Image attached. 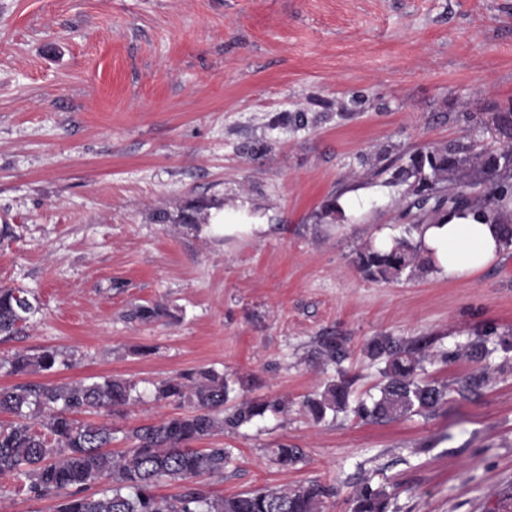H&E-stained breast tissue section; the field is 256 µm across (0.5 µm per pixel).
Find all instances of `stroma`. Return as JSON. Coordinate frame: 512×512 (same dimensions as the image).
I'll return each mask as SVG.
<instances>
[{
	"label": "stroma",
	"mask_w": 512,
	"mask_h": 512,
	"mask_svg": "<svg viewBox=\"0 0 512 512\" xmlns=\"http://www.w3.org/2000/svg\"><path fill=\"white\" fill-rule=\"evenodd\" d=\"M512 113V0H0V286L41 305L0 356L72 355L50 382L137 381L120 430L176 408L151 384L213 367L236 399L282 398L221 436L235 457L207 482L231 496L318 480L325 512H352L356 484L393 488L389 512H512V371L480 397L462 359L424 361L447 386L432 413L316 425L304 396L336 378L311 360L344 337L354 391H372L374 336L442 350L512 332V248L469 279H366L354 258L401 234L393 169L424 147L493 145ZM190 200L196 226L159 224ZM271 224L224 237L212 222ZM160 303L171 318H125ZM304 449L293 469L269 447ZM0 476V512H55Z\"/></svg>",
	"instance_id": "stroma-1"
}]
</instances>
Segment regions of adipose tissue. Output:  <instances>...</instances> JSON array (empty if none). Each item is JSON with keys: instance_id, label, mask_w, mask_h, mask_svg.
<instances>
[{"instance_id": "obj_1", "label": "adipose tissue", "mask_w": 512, "mask_h": 512, "mask_svg": "<svg viewBox=\"0 0 512 512\" xmlns=\"http://www.w3.org/2000/svg\"><path fill=\"white\" fill-rule=\"evenodd\" d=\"M491 224L488 218L453 212L422 225L418 238L440 276L467 278L493 263L501 251Z\"/></svg>"}]
</instances>
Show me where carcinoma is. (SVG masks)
<instances>
[{"label": "carcinoma", "mask_w": 512, "mask_h": 512, "mask_svg": "<svg viewBox=\"0 0 512 512\" xmlns=\"http://www.w3.org/2000/svg\"><path fill=\"white\" fill-rule=\"evenodd\" d=\"M470 146L418 151L408 166L396 175L400 182L411 181L404 216L403 235L389 247L369 244L356 253L358 270L373 281L413 279L431 268L415 239L425 218L439 212L447 198L437 195L438 186L463 180L493 186L474 208L502 201L509 187L500 183V170L511 169L504 160L512 157V140L502 142L498 156L502 163L486 162L473 177ZM433 207H427L429 201ZM202 205L191 202L177 216L156 213L160 224L197 223ZM503 246H512V220L498 214L493 224ZM41 312L38 298L23 288H0V338L9 340L22 333ZM170 315L166 306L138 304L128 313L132 321L151 323ZM432 341L422 337L409 344L393 336H374L365 345L367 357L379 364L378 395H353L355 379L346 376L342 363L348 358L344 341L322 336L311 357L324 365L337 367L338 378L320 393L306 396L301 407L316 424L338 414L368 421L394 420L430 413L446 396L445 387L422 374V362L430 356ZM503 354L491 367L490 357ZM512 336L499 335L494 328L469 336L436 355L448 363L466 358L479 368L460 380L458 391L478 395L492 377L490 369L501 374L512 369ZM72 366L66 352L46 348L37 353L17 350L0 358V371L26 376L53 372ZM232 388L224 374L214 369H197L165 378L155 384L154 399L173 403L186 412L139 425L124 432L128 448L120 453L108 451L112 444V425L83 422L79 414L124 417L136 406L141 394L137 384L121 378H102L91 382H21L0 388V413L14 420L0 425V476L19 482L27 494L41 498L53 495L59 503L56 512H323L325 499L333 487L313 480L296 487H264L230 497L212 494L203 477L224 476L234 449L194 444L211 440L226 432H237L267 414L278 415L286 404L280 399L254 398L227 406ZM272 459L288 469L305 462L301 448L278 444L268 449ZM176 483L180 492L159 496L155 489ZM391 494L375 488L367 480L359 482L353 497V512H388Z\"/></svg>", "instance_id": "cac0c4a2"}]
</instances>
